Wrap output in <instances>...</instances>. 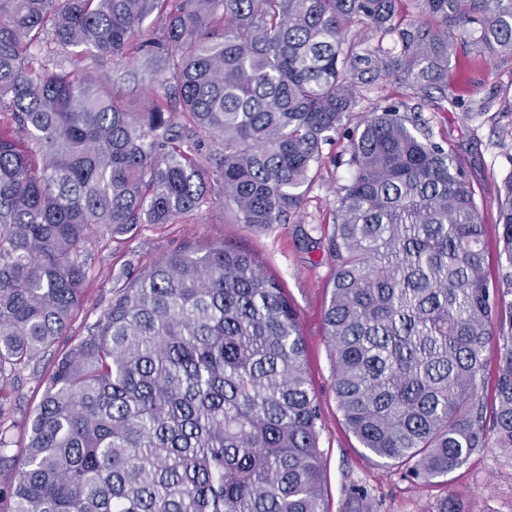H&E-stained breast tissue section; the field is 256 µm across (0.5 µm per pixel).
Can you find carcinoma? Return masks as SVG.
<instances>
[{"instance_id": "carcinoma-1", "label": "carcinoma", "mask_w": 512, "mask_h": 512, "mask_svg": "<svg viewBox=\"0 0 512 512\" xmlns=\"http://www.w3.org/2000/svg\"><path fill=\"white\" fill-rule=\"evenodd\" d=\"M402 2L0 0V389L67 333L95 233L218 202L257 230L286 223L361 92L391 80L403 98L375 99L334 190L337 408L418 480L479 448L512 455V173L490 279L475 191L410 105L449 100L459 37L512 57V0H409L411 19ZM89 58L148 67L151 109ZM43 386L6 512H325L299 318L247 252L153 261Z\"/></svg>"}]
</instances>
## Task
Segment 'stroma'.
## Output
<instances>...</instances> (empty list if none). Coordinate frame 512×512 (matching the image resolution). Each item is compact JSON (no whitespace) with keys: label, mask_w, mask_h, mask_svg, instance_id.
Listing matches in <instances>:
<instances>
[{"label":"stroma","mask_w":512,"mask_h":512,"mask_svg":"<svg viewBox=\"0 0 512 512\" xmlns=\"http://www.w3.org/2000/svg\"><path fill=\"white\" fill-rule=\"evenodd\" d=\"M105 70L125 99L137 105L148 101L153 83L141 64L110 63ZM448 90L457 100L455 106L445 112L427 107L422 115L435 140L447 142L462 161L476 189L484 224L485 270L492 276L497 271L498 189L512 173V59L457 51L448 72ZM348 149L347 136L337 135L325 149L299 218L266 231L238 223L230 210L215 204L174 224H145L126 236L94 238L84 253L88 279L68 334L45 354L36 370L25 371L7 389L11 443L6 461L0 463V483L11 478L23 452L25 426L42 395L39 376L52 369L58 353L86 335L113 290L122 287L125 273L136 272L171 251L189 246L204 250L219 244L252 254L267 274L280 280L297 309L307 347V371L321 407L319 446L324 454L326 512H438L442 500L450 496L464 512H512V457L500 449H478L448 478L417 482L403 467L380 466L370 460L343 424L332 390L323 311L334 273L326 249L332 231L333 190L351 176ZM306 230L311 231L314 246L304 243Z\"/></svg>","instance_id":"1"}]
</instances>
